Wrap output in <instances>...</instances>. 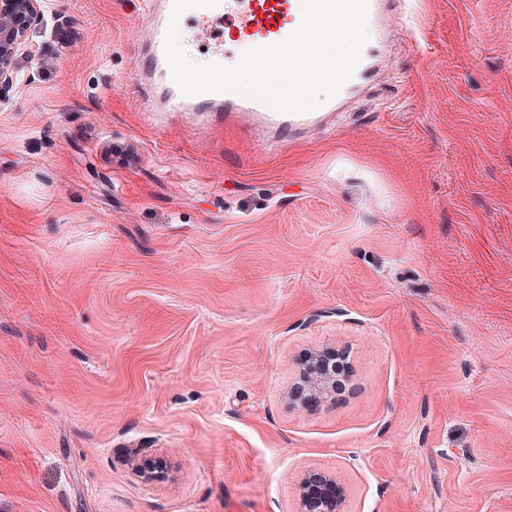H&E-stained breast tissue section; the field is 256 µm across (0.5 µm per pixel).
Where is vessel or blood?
Listing matches in <instances>:
<instances>
[{
  "instance_id": "vessel-or-blood-1",
  "label": "vessel or blood",
  "mask_w": 512,
  "mask_h": 512,
  "mask_svg": "<svg viewBox=\"0 0 512 512\" xmlns=\"http://www.w3.org/2000/svg\"><path fill=\"white\" fill-rule=\"evenodd\" d=\"M144 5L150 36L139 49L135 75L160 92L159 100L149 101L147 105L152 120L157 122L167 112H179L188 119L215 125L244 120L267 134L271 149L276 150L300 139L311 129L326 126L331 114L343 109L371 81L376 70L374 50L363 51L353 77L316 112L284 114L259 101L226 92L186 97L172 81L164 53L173 0H144ZM190 15L206 36L210 35L214 20L231 16L237 42L249 48L278 43L301 22L294 0H222L218 7L194 9Z\"/></svg>"
}]
</instances>
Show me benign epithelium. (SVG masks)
I'll return each mask as SVG.
<instances>
[{
    "mask_svg": "<svg viewBox=\"0 0 512 512\" xmlns=\"http://www.w3.org/2000/svg\"><path fill=\"white\" fill-rule=\"evenodd\" d=\"M41 15V0H0V103L14 86L30 78L20 58L32 61L40 53L33 33ZM338 353L347 356L343 348L327 346L313 348L303 356L288 384L289 403L306 407L336 401V377L326 364ZM346 497V488L336 474L308 470L298 481L296 512H346Z\"/></svg>",
    "mask_w": 512,
    "mask_h": 512,
    "instance_id": "benign-epithelium-1",
    "label": "benign epithelium"
}]
</instances>
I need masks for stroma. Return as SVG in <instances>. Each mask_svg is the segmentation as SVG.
I'll return each mask as SVG.
<instances>
[{"label":"stroma","mask_w":512,"mask_h":512,"mask_svg":"<svg viewBox=\"0 0 512 512\" xmlns=\"http://www.w3.org/2000/svg\"><path fill=\"white\" fill-rule=\"evenodd\" d=\"M141 8L45 0L0 104V512H294L306 469L348 512H512V0H398L280 152L150 121ZM322 345L346 391L290 405Z\"/></svg>","instance_id":"stroma-1"}]
</instances>
